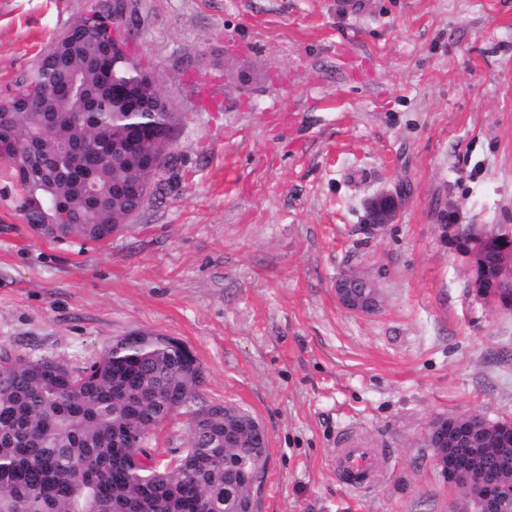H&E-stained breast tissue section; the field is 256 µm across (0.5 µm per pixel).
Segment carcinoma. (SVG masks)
Returning a JSON list of instances; mask_svg holds the SVG:
<instances>
[{
  "mask_svg": "<svg viewBox=\"0 0 512 512\" xmlns=\"http://www.w3.org/2000/svg\"><path fill=\"white\" fill-rule=\"evenodd\" d=\"M92 10L6 91L0 93V144L14 150L8 162L17 208L31 230L55 242L100 243L112 224L135 207V198L117 193L126 183L144 182L157 194L162 173L179 178L178 155L161 150L150 132L178 124L175 112L148 110L144 97H161L145 82L144 70L112 57L108 44L93 37ZM73 74L95 94L87 112L70 99ZM46 129L25 150L37 118ZM146 127L129 154L121 148L128 123ZM61 139L86 143L73 173L51 180ZM92 182L96 196L85 194ZM56 200L69 219L45 224ZM497 287L492 292L512 309V255L486 258ZM0 512H249L248 476L266 471L269 439L254 433L257 417L234 404L211 406L199 389L201 364L168 336L143 332L127 343L117 337L91 364L71 368L54 358L29 359L0 347ZM194 415L185 452L172 469L131 468L125 449L152 459V434L173 411ZM241 424L224 447V418ZM504 484H512V447L497 448L486 463Z\"/></svg>",
  "mask_w": 512,
  "mask_h": 512,
  "instance_id": "carcinoma-1",
  "label": "carcinoma"
}]
</instances>
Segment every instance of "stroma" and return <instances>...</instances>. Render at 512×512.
Here are the masks:
<instances>
[{"mask_svg":"<svg viewBox=\"0 0 512 512\" xmlns=\"http://www.w3.org/2000/svg\"><path fill=\"white\" fill-rule=\"evenodd\" d=\"M129 53L179 113V179L102 243L35 235L0 161V345L86 366L183 341L206 402L269 438L258 512H448L438 417L512 421V310L467 226L512 229V0H127ZM112 0H0V87ZM400 190L395 223L366 202ZM377 285L371 314L336 279ZM354 435L390 462L341 480ZM334 288L339 303L350 311L367 314L380 305L376 285L359 274L342 275L336 280Z\"/></svg>","mask_w":512,"mask_h":512,"instance_id":"obj_1","label":"stroma"}]
</instances>
